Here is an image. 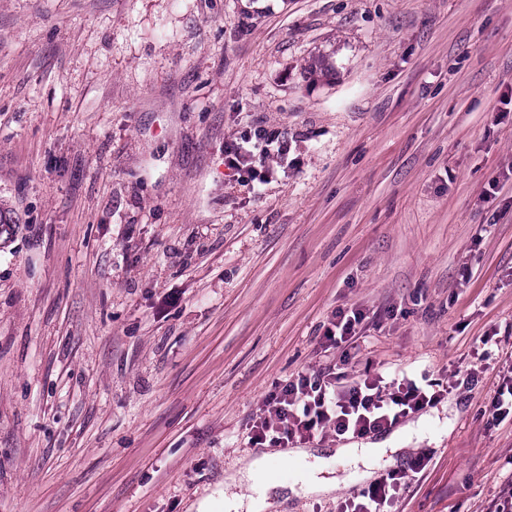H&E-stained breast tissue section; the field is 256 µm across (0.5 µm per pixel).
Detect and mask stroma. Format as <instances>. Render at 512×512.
<instances>
[{
    "mask_svg": "<svg viewBox=\"0 0 512 512\" xmlns=\"http://www.w3.org/2000/svg\"><path fill=\"white\" fill-rule=\"evenodd\" d=\"M258 126L261 182L224 164ZM0 210V512H196L256 459L300 484L247 435L341 309L373 371L479 378L391 458L302 442L339 486L267 512L422 454L397 512L512 480V0H0ZM507 374L501 377L502 382L497 386V390L492 399L489 409L488 423L496 424L503 421L509 414L512 413V368H508ZM510 373V375H508Z\"/></svg>",
    "mask_w": 512,
    "mask_h": 512,
    "instance_id": "obj_1",
    "label": "stroma"
}]
</instances>
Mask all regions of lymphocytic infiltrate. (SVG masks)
Returning <instances> with one entry per match:
<instances>
[{
  "label": "lymphocytic infiltrate",
  "mask_w": 512,
  "mask_h": 512,
  "mask_svg": "<svg viewBox=\"0 0 512 512\" xmlns=\"http://www.w3.org/2000/svg\"><path fill=\"white\" fill-rule=\"evenodd\" d=\"M253 138L257 146L253 152L239 142L226 143L224 164L262 179L270 171L267 147L277 135L259 127ZM363 320L361 312L339 311L326 326L325 346L339 351L341 364H348ZM432 401V395L412 380L387 383L367 372L350 378L329 369L301 371L264 397L251 426V441L285 444L329 433L361 438L394 426Z\"/></svg>",
  "instance_id": "f902f5d3"
}]
</instances>
